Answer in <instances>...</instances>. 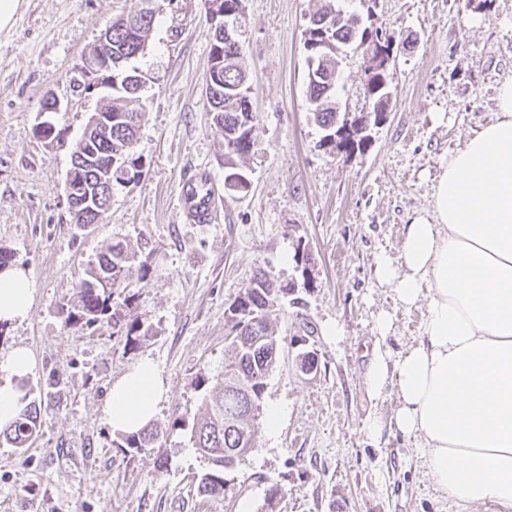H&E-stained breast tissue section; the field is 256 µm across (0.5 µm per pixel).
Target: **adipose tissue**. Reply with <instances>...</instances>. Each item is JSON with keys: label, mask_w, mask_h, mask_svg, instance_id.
Instances as JSON below:
<instances>
[{"label": "adipose tissue", "mask_w": 512, "mask_h": 512, "mask_svg": "<svg viewBox=\"0 0 512 512\" xmlns=\"http://www.w3.org/2000/svg\"><path fill=\"white\" fill-rule=\"evenodd\" d=\"M495 122L452 153L430 209L405 225L400 262L377 271L399 301H426L423 334L401 356L374 346L365 384L394 386L396 428L419 438L427 472L454 504L512 512V79ZM33 290L24 270L0 272V321L25 318ZM164 393L142 360L113 383L103 417L113 431L151 423Z\"/></svg>", "instance_id": "obj_1"}]
</instances>
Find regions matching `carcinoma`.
Returning <instances> with one entry per match:
<instances>
[{"label": "carcinoma", "instance_id": "cac0c4a2", "mask_svg": "<svg viewBox=\"0 0 512 512\" xmlns=\"http://www.w3.org/2000/svg\"><path fill=\"white\" fill-rule=\"evenodd\" d=\"M151 25L152 22H147L144 30L138 32L126 26L120 17L112 20L113 61L120 62L116 74L128 75L129 57L145 44ZM309 30L324 34L341 49L363 47L371 53L373 65L369 69L373 73L364 87V97L371 99V106L350 118L339 110L336 100L339 78L336 55L315 58L308 71L310 114L321 135L345 127L349 129L339 142H331L327 151L361 150L368 145L361 131L379 127L387 120L390 74L381 70L378 59L398 51L400 40L385 28L361 26L359 15L341 7L338 0H323L320 9L310 18ZM245 57L244 43L238 39L224 41V86L218 90V101L208 103L213 123L224 135L230 165L234 158L254 152V132L260 120L251 98ZM134 99L135 94L124 86L112 88V134L108 140L94 144L97 155H112V182L119 186L122 185L120 174H129L128 180L132 181L143 173L140 157L134 152L142 119V113L133 105ZM136 258L137 254L122 241L105 245L96 263L76 286L77 302L70 306L66 320L88 327L105 322L119 332L125 331L128 344L147 336L148 330L138 322L121 326L119 312V307L132 298L126 293L130 287L126 268ZM279 292L286 294L289 289L274 288L270 273L260 270L230 304L235 312L230 330L234 360L224 366L223 387L205 397L204 412L191 430L194 448L210 465L198 482V492L203 496L223 494L225 465L242 449L254 448L255 425L266 380L278 359L274 346L280 345V340L270 325L268 311ZM19 392L21 407L12 420L0 425V445L22 451L37 431L40 403L33 396V389L22 386ZM154 437L153 428L147 426L127 436L124 444L139 450L148 447Z\"/></svg>", "mask_w": 512, "mask_h": 512}]
</instances>
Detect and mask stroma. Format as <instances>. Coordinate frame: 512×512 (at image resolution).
Wrapping results in <instances>:
<instances>
[{
  "label": "stroma",
  "instance_id": "obj_1",
  "mask_svg": "<svg viewBox=\"0 0 512 512\" xmlns=\"http://www.w3.org/2000/svg\"><path fill=\"white\" fill-rule=\"evenodd\" d=\"M141 0H23L0 31V251L31 280L24 320L0 333V358L28 348L27 374L45 389L40 431L27 453L0 447V512H262L279 487L278 512H456L425 475L418 442L390 424L393 389L372 396L364 374L380 314L384 344L404 350L421 336L426 302L411 308L376 273L378 256L398 257L404 226L430 208L450 152L495 117L499 85L512 79V0H377L371 23L409 40L391 66L389 120L363 151L328 153L311 121L305 30L320 0H243L254 106V155L237 159L250 184L227 186L224 136L203 98L214 26L207 0H158L143 56V121L135 154L143 175L114 187L101 223L77 224L65 195L76 141L101 105L81 88L77 66L112 18ZM367 59L348 49L336 97L342 111L365 103ZM62 111L43 113L48 93ZM61 139L35 133L41 120ZM206 171L221 204L216 222L189 224L178 211L180 182ZM123 240L149 254L132 265L125 320L150 336L126 343L110 327L67 323L74 295L103 244ZM305 246L307 259L297 258ZM270 270L293 296L269 311L281 341L262 408L279 409L275 431L258 424L255 446L225 474L218 498L197 491L208 464L190 424L222 380L231 355L228 305L256 269ZM342 334L328 335L329 325ZM315 352L316 370L297 355ZM164 382L147 448L125 447L101 409L108 391L142 359ZM22 378L0 370V385ZM182 426H175V419ZM383 424L379 439L363 429Z\"/></svg>",
  "mask_w": 512,
  "mask_h": 512
}]
</instances>
